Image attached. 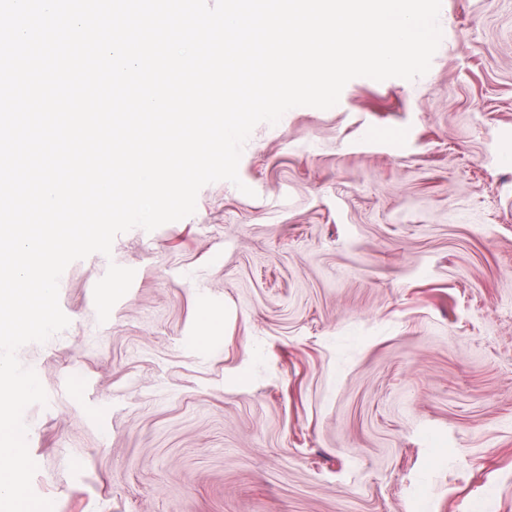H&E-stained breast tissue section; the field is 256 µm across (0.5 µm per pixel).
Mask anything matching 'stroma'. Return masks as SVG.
Here are the masks:
<instances>
[{
  "label": "stroma",
  "instance_id": "35a3bbf8",
  "mask_svg": "<svg viewBox=\"0 0 512 512\" xmlns=\"http://www.w3.org/2000/svg\"><path fill=\"white\" fill-rule=\"evenodd\" d=\"M438 24L426 75L258 124L252 195L66 268L18 351L53 512H512V0Z\"/></svg>",
  "mask_w": 512,
  "mask_h": 512
}]
</instances>
